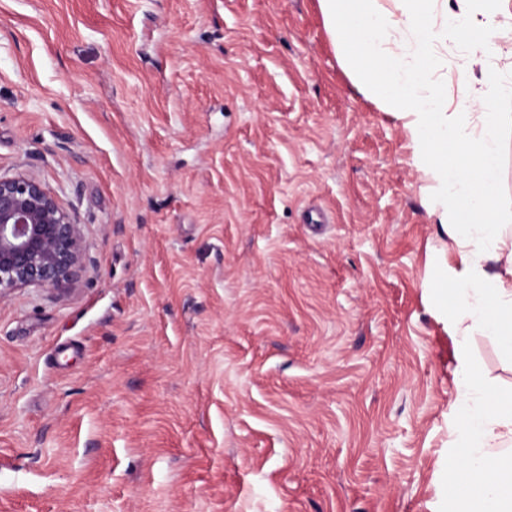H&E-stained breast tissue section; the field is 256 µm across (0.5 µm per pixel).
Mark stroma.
Returning <instances> with one entry per match:
<instances>
[{
	"mask_svg": "<svg viewBox=\"0 0 512 512\" xmlns=\"http://www.w3.org/2000/svg\"><path fill=\"white\" fill-rule=\"evenodd\" d=\"M27 170L88 254L0 299V512H448L451 242L319 0H0Z\"/></svg>",
	"mask_w": 512,
	"mask_h": 512,
	"instance_id": "1",
	"label": "stroma"
}]
</instances>
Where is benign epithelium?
<instances>
[{
	"instance_id": "benign-epithelium-1",
	"label": "benign epithelium",
	"mask_w": 512,
	"mask_h": 512,
	"mask_svg": "<svg viewBox=\"0 0 512 512\" xmlns=\"http://www.w3.org/2000/svg\"><path fill=\"white\" fill-rule=\"evenodd\" d=\"M87 251L82 225L36 173L0 176V299L19 288L70 287Z\"/></svg>"
}]
</instances>
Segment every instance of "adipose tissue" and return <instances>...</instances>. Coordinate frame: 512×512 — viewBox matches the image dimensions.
Masks as SVG:
<instances>
[{"label": "adipose tissue", "mask_w": 512, "mask_h": 512, "mask_svg": "<svg viewBox=\"0 0 512 512\" xmlns=\"http://www.w3.org/2000/svg\"><path fill=\"white\" fill-rule=\"evenodd\" d=\"M457 2L450 16L437 13L438 0H320V7L343 63L405 119L413 161L436 184L434 212L455 254L451 329L463 338L485 332L512 354V230L490 206L503 119L492 106L512 99V75L486 73L452 102L448 61L437 50L467 36L473 55L487 56L496 34L512 29V0ZM478 103L483 111H475ZM457 389L449 512H512V397L486 384L465 352Z\"/></svg>", "instance_id": "ef3b65f1"}]
</instances>
